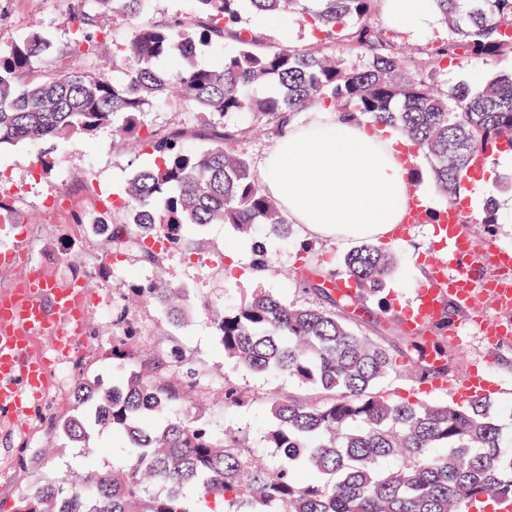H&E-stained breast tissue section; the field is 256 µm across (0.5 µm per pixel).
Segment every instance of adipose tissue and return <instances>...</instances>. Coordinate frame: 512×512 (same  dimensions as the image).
I'll return each mask as SVG.
<instances>
[{
  "label": "adipose tissue",
  "instance_id": "adipose-tissue-1",
  "mask_svg": "<svg viewBox=\"0 0 512 512\" xmlns=\"http://www.w3.org/2000/svg\"><path fill=\"white\" fill-rule=\"evenodd\" d=\"M387 23L412 37L431 30L430 0H386ZM292 125L260 164L263 188L291 223L315 239L391 243L412 201L400 158L408 139L317 106Z\"/></svg>",
  "mask_w": 512,
  "mask_h": 512
}]
</instances>
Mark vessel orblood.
Here are the masks:
<instances>
[{
  "instance_id": "b4317fda",
  "label": "vessel or blood",
  "mask_w": 512,
  "mask_h": 512,
  "mask_svg": "<svg viewBox=\"0 0 512 512\" xmlns=\"http://www.w3.org/2000/svg\"><path fill=\"white\" fill-rule=\"evenodd\" d=\"M465 214V207L453 203L440 211L435 226L437 246L428 259L429 280L416 288L413 299L403 306L401 324L409 331L423 326L436 319L443 300L450 299L470 312L468 327L495 345L512 338L506 326L492 320L494 312L512 310V290L503 285L493 288L473 277L468 263L473 245L460 230ZM31 278L48 297V304L28 300L0 304V324L10 331L9 337H0V419L12 425L27 415L29 400L40 397L48 388L47 358L39 356L18 363L15 347L33 332L47 338L50 344L74 346L86 322L79 290L36 272ZM495 390L488 374L472 369L455 383L452 393L461 400L473 395L486 397Z\"/></svg>"
}]
</instances>
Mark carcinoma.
Wrapping results in <instances>:
<instances>
[{
  "label": "carcinoma",
  "instance_id": "1",
  "mask_svg": "<svg viewBox=\"0 0 512 512\" xmlns=\"http://www.w3.org/2000/svg\"><path fill=\"white\" fill-rule=\"evenodd\" d=\"M376 2L194 0L190 16L156 22L148 17L150 0H95L97 11L81 13L62 52L50 54L37 33L0 49V147L91 136L110 126L116 145L148 149L153 163L135 173L113 208L112 247L136 251L157 269L164 255L149 242L159 234L171 248L196 253L195 242L181 235L186 224H230L246 236L261 224L274 237H293L260 176L233 150L246 128L224 124L228 115L272 121L283 131L292 115L321 105L393 128L429 160L437 187L453 202L477 157L512 150V74L473 90L443 86L440 73L458 60L512 54L505 31L512 0H433L452 37L417 56L391 50L373 23ZM104 10L128 24L126 36L112 39L119 70L112 78L67 66L73 56H96ZM251 14L297 16L318 44L309 51L263 48L247 24ZM201 47L221 51L215 65H198ZM172 53L181 67L167 74L157 63ZM170 91L204 116L197 129L144 128V113ZM297 248L301 268L312 273L304 287L326 305H291L259 292L211 310L224 358L320 394L314 402L271 403L262 438L277 450L275 464L255 460L244 437L220 435L188 413L170 417L197 388V374L183 367L175 381L154 378L156 360L146 357L108 387L79 381L73 397L90 409L55 422L83 444L89 424L111 427L126 438L129 466H88L77 479L41 483L18 498L15 512H193L195 493L210 512H461L464 501L512 498V434L490 400L388 399L377 390L402 368L422 381L448 377V332L461 315L455 305L444 303L432 327L399 330L402 346L394 349L357 333L346 313L367 299L376 301L374 318L390 312L384 291L395 254L370 243L347 252L343 264L355 292L333 296L323 256L310 243ZM133 292L176 323L189 317L181 288L157 282ZM247 400L242 388L224 384V406ZM300 469L310 481L297 480Z\"/></svg>",
  "mask_w": 512,
  "mask_h": 512
}]
</instances>
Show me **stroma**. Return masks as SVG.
Masks as SVG:
<instances>
[{
  "label": "stroma",
  "mask_w": 512,
  "mask_h": 512,
  "mask_svg": "<svg viewBox=\"0 0 512 512\" xmlns=\"http://www.w3.org/2000/svg\"><path fill=\"white\" fill-rule=\"evenodd\" d=\"M75 0H0V48L29 33H39L52 49L70 39ZM512 72V56L488 62L452 64L442 77L448 87H480L489 77ZM55 161L46 170L42 157ZM144 150L117 152L111 130L41 145L21 143L0 149V187L9 193V230H0V249H11L20 263L0 267V292L22 281L34 269L58 283L84 282L96 303L89 308L83 345L74 354L79 375L111 385L122 374L112 362V344L121 336L120 323L137 329L135 346L151 349L169 361L190 363L198 373L199 394L189 410L199 419L217 425L228 434H244L249 446L262 458L273 459L258 433L269 417L274 395L309 397L308 389L284 375L256 374L237 369L224 358L214 325L206 313L212 304L236 303L263 289L298 305H320V296L304 289L289 277L298 260L296 244L305 240L295 228V240H267L275 266L262 275L253 269L254 250L250 240L240 237L230 225L190 226L188 234L203 246L201 254L170 251L162 270L145 265L135 253L115 257L112 235V202L129 178L152 163ZM434 235L430 223L413 225L405 238L392 243L398 256L393 277L395 298H411L423 282L424 255L432 252ZM79 265H71L69 255ZM161 279L176 288L188 289L191 314L182 326L171 324L165 313L148 301H134L130 286ZM450 380L462 378L471 365L485 364L497 391L491 405L504 428H512V344L492 351L477 334L468 335L463 347L453 350ZM247 390L250 400L240 407L225 408L221 394L225 382ZM56 416L44 414L36 445H28L20 431L0 425V512H15L23 490L32 485L30 475L20 470L17 459L32 454L41 457L42 478L49 479L78 469L86 460L115 470L125 469L130 459L123 449V436L111 429L93 427L87 448H79L52 429Z\"/></svg>",
  "instance_id": "obj_1"
}]
</instances>
